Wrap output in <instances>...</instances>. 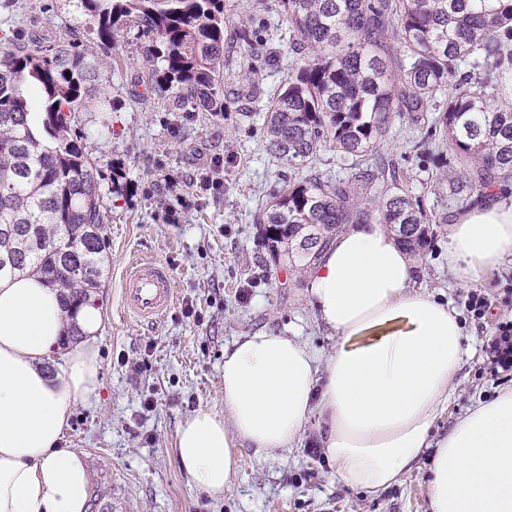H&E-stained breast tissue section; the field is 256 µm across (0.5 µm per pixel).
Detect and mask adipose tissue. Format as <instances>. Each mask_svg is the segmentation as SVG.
I'll list each match as a JSON object with an SVG mask.
<instances>
[{
  "mask_svg": "<svg viewBox=\"0 0 512 512\" xmlns=\"http://www.w3.org/2000/svg\"><path fill=\"white\" fill-rule=\"evenodd\" d=\"M512 257V188L475 197L448 226V264L458 285ZM307 300L336 336L317 354L297 336L266 331L224 349V408L201 407L176 431L181 468L212 498L229 489L237 448L292 450L311 414L326 428V458L348 486L380 493L431 451V512H512V387L478 403L433 439L460 369L458 312L414 288L416 265L372 220L340 233L307 269ZM82 331L57 372L68 319ZM101 314L67 316L37 276L0 280V512H86L84 455L61 447L73 406L95 396Z\"/></svg>",
  "mask_w": 512,
  "mask_h": 512,
  "instance_id": "ef3b65f1",
  "label": "adipose tissue"
}]
</instances>
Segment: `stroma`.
Listing matches in <instances>:
<instances>
[{"label": "stroma", "instance_id": "obj_1", "mask_svg": "<svg viewBox=\"0 0 512 512\" xmlns=\"http://www.w3.org/2000/svg\"><path fill=\"white\" fill-rule=\"evenodd\" d=\"M224 19V115L214 118L184 113L151 91L148 40L136 27L118 29L104 49L80 0H0V47L9 37L68 31L104 63L105 109L75 115L102 197L106 272L95 293L101 385L73 407L62 441L85 455L88 512H104L114 492L131 512H430L428 456L382 493L349 487L319 451L324 428L316 415L290 452L238 449L240 467L222 499L197 489L179 465V423L198 408L223 406L225 345L259 331L302 336L319 353L335 342L313 317L305 275L273 257L256 222L261 202L298 176L264 142L267 105L290 72L288 23L276 0H224ZM244 24L258 35L256 49L235 37ZM426 129L394 118L377 151L440 218L457 208L440 182L451 148L428 142ZM141 256L172 271L175 305L157 322L123 313L125 267ZM415 260L416 287L448 302L463 325L466 355L454 399L433 427L439 437L476 402L512 385V370H491L486 356L496 323L512 319V258L481 281L457 285L448 269V227L439 221L429 225ZM474 293L492 301L480 318L465 306Z\"/></svg>", "mask_w": 512, "mask_h": 512}]
</instances>
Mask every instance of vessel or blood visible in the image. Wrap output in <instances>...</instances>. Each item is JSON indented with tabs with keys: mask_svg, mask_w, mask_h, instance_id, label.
I'll use <instances>...</instances> for the list:
<instances>
[{
	"mask_svg": "<svg viewBox=\"0 0 512 512\" xmlns=\"http://www.w3.org/2000/svg\"><path fill=\"white\" fill-rule=\"evenodd\" d=\"M170 282L167 263L143 258L132 261L122 282L125 312L144 320L165 316L174 302Z\"/></svg>",
	"mask_w": 512,
	"mask_h": 512,
	"instance_id": "b4317fda",
	"label": "vessel or blood"
}]
</instances>
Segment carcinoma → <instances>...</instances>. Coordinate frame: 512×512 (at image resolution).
<instances>
[{
  "label": "carcinoma",
  "mask_w": 512,
  "mask_h": 512,
  "mask_svg": "<svg viewBox=\"0 0 512 512\" xmlns=\"http://www.w3.org/2000/svg\"><path fill=\"white\" fill-rule=\"evenodd\" d=\"M298 60L268 108L266 150L303 169L328 142L348 179L288 181L257 223L273 256L307 267L348 224L373 216L418 252L431 218L402 174L376 157L394 115L429 111L430 135L454 152L446 176L466 190L512 181V0H277ZM105 46L142 29L162 81L156 92L224 116V0H81ZM396 37L397 49L387 47ZM97 53L64 36L0 50V278L33 273L65 308L95 301L103 274L102 198L72 115L97 92ZM357 184L378 207L353 200Z\"/></svg>",
  "instance_id": "obj_1"
}]
</instances>
